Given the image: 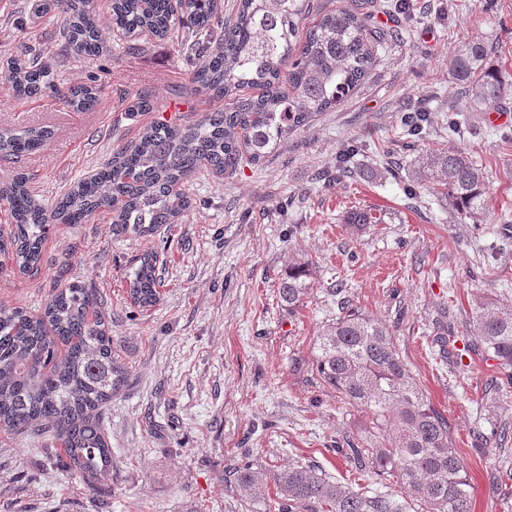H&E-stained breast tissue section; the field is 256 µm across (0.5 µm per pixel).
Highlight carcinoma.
Segmentation results:
<instances>
[{
    "label": "carcinoma",
    "mask_w": 512,
    "mask_h": 512,
    "mask_svg": "<svg viewBox=\"0 0 512 512\" xmlns=\"http://www.w3.org/2000/svg\"><path fill=\"white\" fill-rule=\"evenodd\" d=\"M365 4L359 0L352 9L328 10L302 34L299 24L310 12V0H239L228 15L218 0H111L109 25L97 18L92 0H44L41 13L56 10L62 17L54 47L62 58L71 51L97 54L116 31L171 38L189 20L191 32L181 36V44L202 53L190 83L224 99V110L184 124L145 127L51 207L36 198L29 176L15 174L0 186L12 225L0 233V255L20 273L35 276L54 225L83 224L102 209L112 213L116 235L151 236L179 223L190 207L185 184L202 163L219 174H231L246 161L257 165L288 134L355 92L373 67L375 46L384 42L369 27ZM216 31L219 43L211 50L205 41ZM21 53L27 60L12 61L0 74L15 98L49 89L77 112L97 101L96 76L67 94L40 63L44 49L27 44ZM492 54L481 35L454 51L453 75L470 107L456 112L448 132L467 126L468 113L495 109L512 95V83L489 64ZM247 89L259 93L245 96ZM424 121L425 106L412 107L404 119L407 135H422ZM45 142L35 130L0 132V154L18 159ZM409 177L416 186L443 187L448 207L459 218L484 223V171L466 153L422 152ZM158 262V255L147 254L130 274L129 296L141 308L159 300ZM309 278L307 266L289 267L278 288L280 301L290 309L303 304ZM471 320L477 349L497 360L496 384L512 386V307L477 293ZM314 353L323 383L371 416L378 442L338 449L355 470L368 465L395 478L400 494L417 503L420 512H473L471 485L448 421L427 400L389 328L348 307L316 336ZM126 382L102 302L92 290L79 284L58 288L38 316L22 307L0 306V430L52 433L65 454L62 465L89 485L112 473L102 417ZM236 475L258 498L268 484L276 486L277 498L265 504L268 512H407L406 502L387 491L335 482L305 464L272 474L245 467Z\"/></svg>",
    "instance_id": "obj_1"
}]
</instances>
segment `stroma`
Wrapping results in <instances>:
<instances>
[{
	"instance_id": "obj_1",
	"label": "stroma",
	"mask_w": 512,
	"mask_h": 512,
	"mask_svg": "<svg viewBox=\"0 0 512 512\" xmlns=\"http://www.w3.org/2000/svg\"><path fill=\"white\" fill-rule=\"evenodd\" d=\"M371 0L372 29L390 34L366 81L336 110L289 135L260 165L221 176L198 170L185 190L181 223L148 237L112 233L110 212L60 226L47 239L37 276L0 267V306L37 314L57 286L78 283L103 302L112 349L129 374L104 415L112 474L85 485L59 463L63 450L46 438L0 432V512H264L230 472H274L303 462L344 483L364 479L396 489L393 478L355 472L338 452L365 444V414L325 386L313 364L319 331L342 306L381 319L412 375L446 418L469 474L475 512H512V459L491 437L512 420V391L498 388L496 362L477 351L439 352L436 324L451 315L460 342L472 340L471 301L485 292L512 306V97L498 108L505 122L471 115L449 136L448 116L467 99L450 59L474 34L493 42V63L512 82V0ZM33 0H0V70L22 44L46 50L61 89L97 75L93 108L73 111L61 99L14 98L0 83V131H49L40 150L0 157V184L16 172L32 177L45 203L134 140L143 126L193 121L223 100L189 82L195 57L180 42L114 35L107 52L64 60L52 55L59 25L35 15ZM149 112L132 111L140 92ZM432 96L422 150H464L482 167L488 223H458L440 190L407 195L389 157L411 165L401 116ZM354 178L323 185L343 147ZM376 216L348 224L351 212ZM159 253L160 300L135 306L129 275L140 257ZM308 264L311 290L288 309L278 298L290 265Z\"/></svg>"
}]
</instances>
